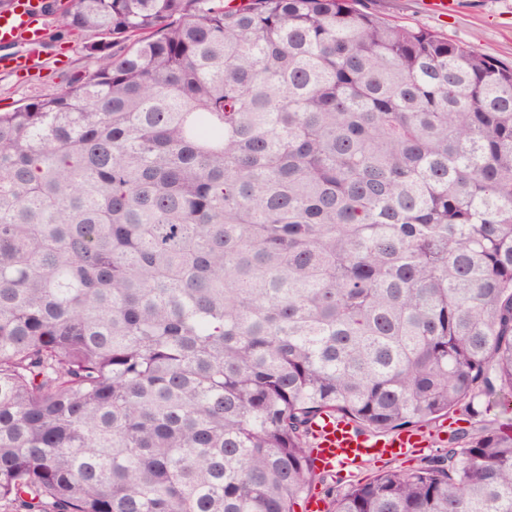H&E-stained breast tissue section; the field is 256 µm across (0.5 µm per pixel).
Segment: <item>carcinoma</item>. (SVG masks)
<instances>
[{
  "instance_id": "carcinoma-1",
  "label": "carcinoma",
  "mask_w": 512,
  "mask_h": 512,
  "mask_svg": "<svg viewBox=\"0 0 512 512\" xmlns=\"http://www.w3.org/2000/svg\"><path fill=\"white\" fill-rule=\"evenodd\" d=\"M0 112V502L294 512L311 424L512 394V67L352 0H67ZM334 512H512L456 432ZM90 40L88 33L76 32L42 46L28 47L19 42L0 44V58L16 56L2 62L3 69L27 72L31 67L29 58L17 56L21 52H29L35 60V66L25 77L0 69V112H12L33 99L56 92L73 77L92 72L96 64L85 50Z\"/></svg>"
}]
</instances>
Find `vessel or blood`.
I'll use <instances>...</instances> for the list:
<instances>
[{
  "instance_id": "1",
  "label": "vessel or blood",
  "mask_w": 512,
  "mask_h": 512,
  "mask_svg": "<svg viewBox=\"0 0 512 512\" xmlns=\"http://www.w3.org/2000/svg\"><path fill=\"white\" fill-rule=\"evenodd\" d=\"M45 0H12L10 8L0 11V43L18 39L38 44L44 34ZM315 451L313 465L323 472L336 467L360 468L388 460L421 447L424 435L410 430L385 436H372L347 421L323 417L313 426Z\"/></svg>"
}]
</instances>
